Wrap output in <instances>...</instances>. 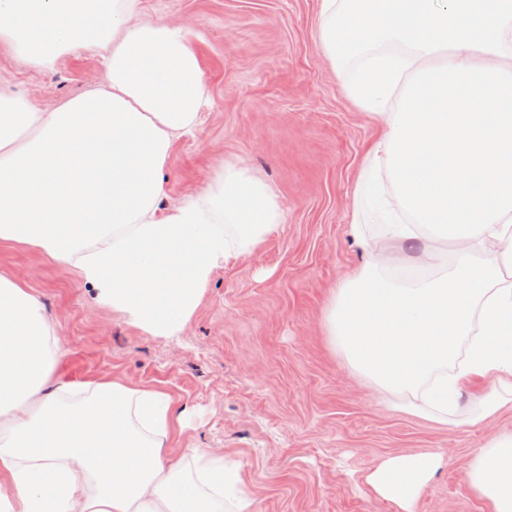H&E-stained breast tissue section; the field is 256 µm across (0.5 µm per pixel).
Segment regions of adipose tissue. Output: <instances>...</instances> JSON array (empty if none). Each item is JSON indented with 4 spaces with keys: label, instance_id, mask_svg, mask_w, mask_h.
<instances>
[{
    "label": "adipose tissue",
    "instance_id": "ef3b65f1",
    "mask_svg": "<svg viewBox=\"0 0 512 512\" xmlns=\"http://www.w3.org/2000/svg\"><path fill=\"white\" fill-rule=\"evenodd\" d=\"M317 38L383 126L351 233L368 263L323 324L354 372L396 408L447 422L465 392L484 415L512 402V0H320ZM186 22L141 0H0V45L53 69L106 51L105 79L48 110L0 82V241L75 273L96 306L143 333L182 336L214 271L252 256L284 221L250 168L219 161L169 202L163 169L209 96ZM386 172L393 194L375 176ZM56 322L0 273V512H255L240 463L186 447L163 390L67 382ZM440 466L397 455L368 476L399 512ZM466 477L488 512H512V434Z\"/></svg>",
    "mask_w": 512,
    "mask_h": 512
}]
</instances>
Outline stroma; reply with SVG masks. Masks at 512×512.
I'll return each mask as SVG.
<instances>
[{"label":"stroma","instance_id":"stroma-1","mask_svg":"<svg viewBox=\"0 0 512 512\" xmlns=\"http://www.w3.org/2000/svg\"><path fill=\"white\" fill-rule=\"evenodd\" d=\"M142 12L192 20L210 92L200 133L175 143L163 171L170 201L224 158L266 180L285 221L252 258L214 272L174 340L95 306L34 247L0 242V272H27L67 341L59 373L168 392L189 410L175 449L192 442L239 462L257 512H397L366 476L388 456L419 451L442 464L417 512H487L465 471L475 450L512 433V408L476 425L468 395L446 425L397 411L351 374L322 326L333 290L366 261L349 224L380 127L348 94L350 69L335 68L317 40L319 0H142ZM104 77L95 48L42 71L0 46V81L42 109Z\"/></svg>","mask_w":512,"mask_h":512}]
</instances>
